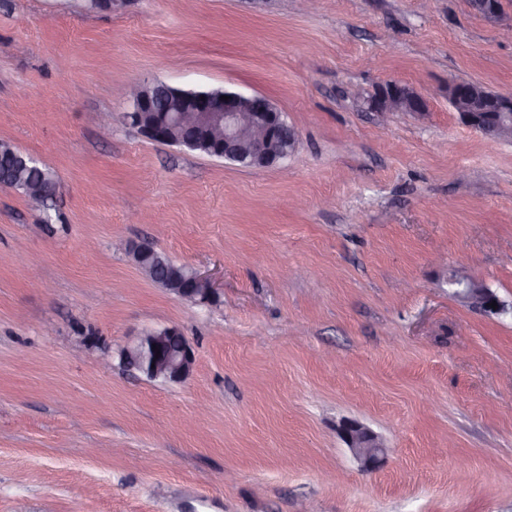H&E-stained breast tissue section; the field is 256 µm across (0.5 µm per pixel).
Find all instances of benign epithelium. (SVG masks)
I'll return each mask as SVG.
<instances>
[{
  "instance_id": "obj_1",
  "label": "benign epithelium",
  "mask_w": 512,
  "mask_h": 512,
  "mask_svg": "<svg viewBox=\"0 0 512 512\" xmlns=\"http://www.w3.org/2000/svg\"><path fill=\"white\" fill-rule=\"evenodd\" d=\"M475 11L490 21L501 16L499 0H471ZM130 111L126 120L135 122L140 133L155 142H172L188 149L198 147L197 140L205 138V145L216 158L230 160L243 168H267L283 163L295 150L298 137L288 124L283 112L261 95L245 96L236 92L182 93L166 83L139 85L123 92ZM448 99L459 107L460 120L479 132L488 143L496 144L512 137V96L479 95L477 91L459 83L448 88ZM370 106L377 112L427 115L423 97L412 87L389 82L370 98ZM177 128L184 134L171 140L168 130ZM139 271L148 280L157 279L163 269L164 281L173 278V271L157 260L147 264L152 248L142 243L133 248L126 245ZM191 287L178 289L180 297L206 302L215 294L209 278L196 268L189 272ZM470 300L488 313L500 314L505 304L488 288L475 284L469 291ZM497 302L493 309L490 303ZM120 363L136 369L150 379L162 377L169 382H181L193 371L195 353L179 329L165 327L139 333L117 350ZM342 440L355 458L367 469L375 467L387 449L368 428L355 420H344L338 426Z\"/></svg>"
}]
</instances>
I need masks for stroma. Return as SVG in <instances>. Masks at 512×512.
<instances>
[{
	"label": "stroma",
	"instance_id": "1",
	"mask_svg": "<svg viewBox=\"0 0 512 512\" xmlns=\"http://www.w3.org/2000/svg\"><path fill=\"white\" fill-rule=\"evenodd\" d=\"M390 81L426 120L369 109ZM461 81L512 94V0H0V139L63 215L0 188V512H512V313L462 295L512 303V142L461 123ZM153 82L265 96L297 149L249 169L148 140L114 89ZM171 326L182 382L101 368ZM26 176L29 181L43 183L45 185V189L49 187V192L40 199H34L31 195L35 197H39L41 194L43 195V189L39 184L27 185V189L31 195H29L21 186L15 185L12 182L6 183L5 188L21 192L32 204L38 207H42L45 210L50 209L49 207L51 205H49L48 202L53 201L56 191L54 185L56 182L54 172L50 168L38 165L37 168L27 167ZM121 249L127 251L132 256V259L137 265L139 271L148 280H161L164 282H171L174 276L173 273L175 271V268L172 271V269L167 268V265L165 263L154 260L152 261V269V267L146 263V259H150L152 256L151 251H154V249L150 248V246L147 243H142L133 248L124 245L121 247ZM161 269H165L166 276L164 277V279H158L156 276V272ZM189 282L193 288H189L188 281H181L176 288L180 297L206 302L215 294V288L209 278L202 275L195 267L190 266ZM469 294L470 297L468 299L479 305L485 312L500 314L506 310L505 304L501 302L492 291L482 285L473 284V287L470 288ZM493 301H496L497 303L496 310H493L490 306V303ZM338 432L355 458L367 469L375 467L386 455L383 442L358 421H342Z\"/></svg>",
	"mask_w": 512,
	"mask_h": 512
}]
</instances>
